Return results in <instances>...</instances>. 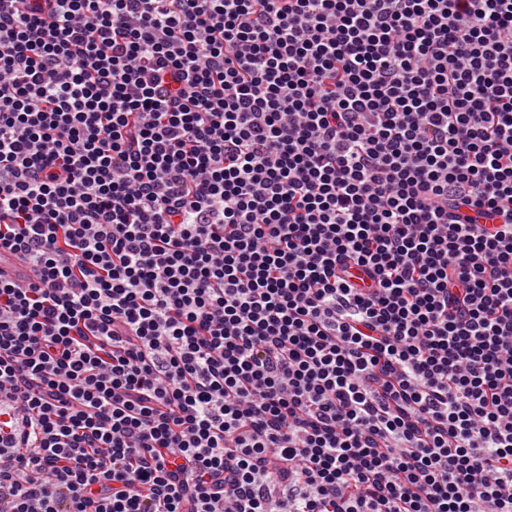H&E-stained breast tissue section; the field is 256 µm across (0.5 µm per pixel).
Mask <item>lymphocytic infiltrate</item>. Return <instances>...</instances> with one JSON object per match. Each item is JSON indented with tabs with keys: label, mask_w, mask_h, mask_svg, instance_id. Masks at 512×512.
Listing matches in <instances>:
<instances>
[{
	"label": "lymphocytic infiltrate",
	"mask_w": 512,
	"mask_h": 512,
	"mask_svg": "<svg viewBox=\"0 0 512 512\" xmlns=\"http://www.w3.org/2000/svg\"><path fill=\"white\" fill-rule=\"evenodd\" d=\"M0 512H512V0H0Z\"/></svg>",
	"instance_id": "obj_1"
}]
</instances>
